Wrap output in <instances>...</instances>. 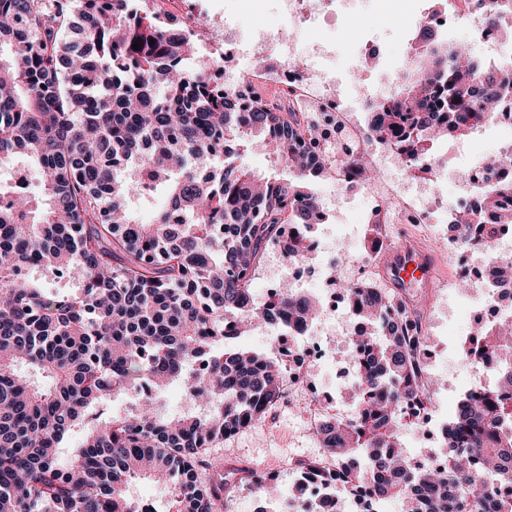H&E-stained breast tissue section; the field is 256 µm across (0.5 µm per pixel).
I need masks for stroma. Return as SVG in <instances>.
Wrapping results in <instances>:
<instances>
[{"label":"stroma","instance_id":"35a3bbf8","mask_svg":"<svg viewBox=\"0 0 512 512\" xmlns=\"http://www.w3.org/2000/svg\"><path fill=\"white\" fill-rule=\"evenodd\" d=\"M418 0H372L360 11L356 26L346 19L335 25L300 30L299 38L318 41L333 50L336 80L377 90L380 81L393 74L400 64V52L408 33L417 22ZM192 19L212 20L228 18L245 30L274 31L284 24L277 11L265 0H195ZM380 43L384 49L381 67L368 73L354 69L364 39ZM512 142V128H501L487 122L482 133L469 135L464 145L454 146L450 141H436L432 155L451 156L456 173H463L477 159L498 153L502 145ZM315 189L326 207L324 223L315 225L311 238L319 248L310 256L322 269L323 279L316 289H323V280L331 276L328 269L330 253H345L357 258L364 252L367 224L364 220L361 197L355 192L336 191L327 182H318ZM385 231L392 239H414L439 256L437 288L418 293L413 304L427 311L432 319L428 329V342L435 357L428 374L435 384L428 404L430 416L405 426L402 442L411 459L420 460L425 453H443V444L433 439L431 432L451 420L457 402L476 378L475 371L465 361L462 345L472 331L471 315L484 301L487 291L479 289L466 295L461 286L462 271L448 256V225L389 224ZM323 448L310 431L309 395L287 391L283 400L272 407L255 426L243 429L224 439L213 455L224 463L225 470L242 465L275 476L276 495L284 500L294 497L301 477L298 470L289 468V461L305 464L321 459Z\"/></svg>","mask_w":512,"mask_h":512}]
</instances>
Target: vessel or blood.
I'll use <instances>...</instances> for the list:
<instances>
[{"instance_id":"b4317fda","label":"vessel or blood","mask_w":512,"mask_h":512,"mask_svg":"<svg viewBox=\"0 0 512 512\" xmlns=\"http://www.w3.org/2000/svg\"><path fill=\"white\" fill-rule=\"evenodd\" d=\"M387 279L400 295L407 296L409 289H432L437 259L424 247L408 243L391 249L384 256Z\"/></svg>"}]
</instances>
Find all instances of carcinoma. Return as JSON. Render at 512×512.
<instances>
[{
	"instance_id": "1",
	"label": "carcinoma",
	"mask_w": 512,
	"mask_h": 512,
	"mask_svg": "<svg viewBox=\"0 0 512 512\" xmlns=\"http://www.w3.org/2000/svg\"><path fill=\"white\" fill-rule=\"evenodd\" d=\"M131 2L0 0V165L21 154L43 186L37 202L0 186V512H137L128 487L138 478L167 487L173 512H223L224 464L210 449L284 398L285 367L272 353L212 349L248 323H311L317 310L286 284L263 303L251 288L270 244L289 260L308 256L323 174L295 148L316 141V127L261 97L239 111L207 72L184 67L194 30ZM456 48L423 31L399 95L371 118L377 139L399 138L411 162L432 159L434 140L467 131L464 121L492 119L489 104L512 92L511 60L473 54L461 66ZM255 143L291 178L235 165L236 147ZM159 186L167 205L139 223L131 197ZM479 195L487 205L511 197L512 179ZM467 220L450 225L452 240L491 247L496 225ZM58 271L76 291L43 288ZM349 296L371 323L356 341L358 409L317 431L348 486L402 512H487L489 502L512 512V315L463 346L476 363L494 360L495 385L460 399L435 471L397 451L406 411L430 400L421 325L393 290L358 285ZM178 380L188 399L208 395L203 412L169 417L144 398L93 424L59 463L96 408ZM211 469L219 479L202 478ZM242 473L259 492L275 482Z\"/></svg>"
}]
</instances>
